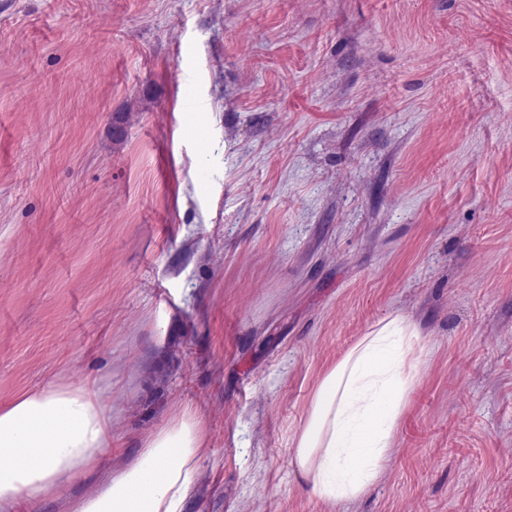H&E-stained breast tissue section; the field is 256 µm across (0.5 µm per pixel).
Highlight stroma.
I'll return each mask as SVG.
<instances>
[{
	"label": "stroma",
	"instance_id": "obj_1",
	"mask_svg": "<svg viewBox=\"0 0 512 512\" xmlns=\"http://www.w3.org/2000/svg\"><path fill=\"white\" fill-rule=\"evenodd\" d=\"M418 328L380 479L290 446ZM108 385L88 491L188 407V512H512V0H0V404Z\"/></svg>",
	"mask_w": 512,
	"mask_h": 512
}]
</instances>
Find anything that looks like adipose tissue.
Wrapping results in <instances>:
<instances>
[{"instance_id":"1","label":"adipose tissue","mask_w":512,"mask_h":512,"mask_svg":"<svg viewBox=\"0 0 512 512\" xmlns=\"http://www.w3.org/2000/svg\"><path fill=\"white\" fill-rule=\"evenodd\" d=\"M419 332L405 316L379 321L321 378L291 454L325 501L357 498L380 478L416 379ZM206 434L184 409L146 438L134 459L66 512H186ZM112 446V409L100 389L52 385L0 407V512L59 497Z\"/></svg>"}]
</instances>
